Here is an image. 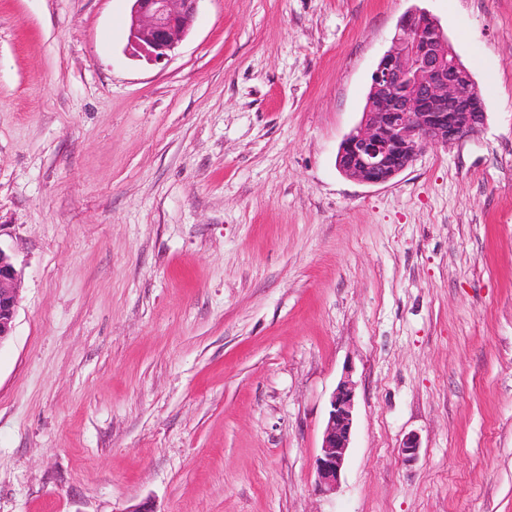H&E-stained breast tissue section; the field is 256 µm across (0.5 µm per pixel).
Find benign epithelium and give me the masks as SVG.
<instances>
[{"label": "benign epithelium", "instance_id": "7a95c632", "mask_svg": "<svg viewBox=\"0 0 512 512\" xmlns=\"http://www.w3.org/2000/svg\"><path fill=\"white\" fill-rule=\"evenodd\" d=\"M129 40L138 56L160 64L191 30L199 0H131ZM478 88L442 26L423 9L400 18L392 46L370 77L360 122L343 138L336 167L366 184L403 172L429 144L461 140L485 124L475 111ZM20 271L0 248V345L13 333ZM357 382L347 370L333 391L320 453L319 492L336 491L354 426Z\"/></svg>", "mask_w": 512, "mask_h": 512}]
</instances>
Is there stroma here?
<instances>
[{
  "label": "stroma",
  "instance_id": "35a3bbf8",
  "mask_svg": "<svg viewBox=\"0 0 512 512\" xmlns=\"http://www.w3.org/2000/svg\"><path fill=\"white\" fill-rule=\"evenodd\" d=\"M415 7L486 122L365 184L336 153ZM129 13L0 0V512H512V0H199L164 65ZM20 271L10 255L0 248V344L13 333L18 305V282ZM357 382L347 370L333 391L320 453L315 459L319 492L332 494L338 487L354 426Z\"/></svg>",
  "mask_w": 512,
  "mask_h": 512
}]
</instances>
